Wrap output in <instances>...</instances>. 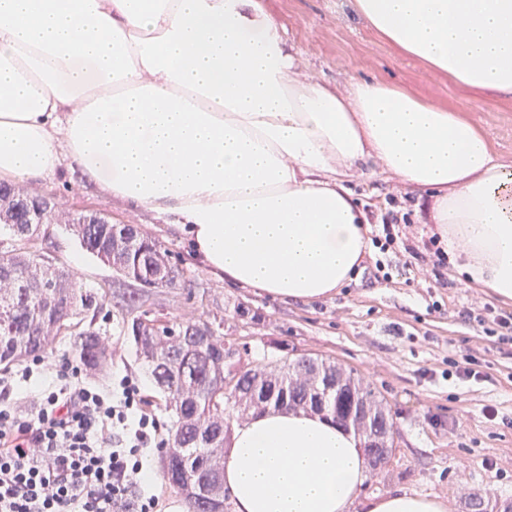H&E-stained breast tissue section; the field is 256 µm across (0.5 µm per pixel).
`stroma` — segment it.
<instances>
[{
	"instance_id": "stroma-1",
	"label": "stroma",
	"mask_w": 512,
	"mask_h": 512,
	"mask_svg": "<svg viewBox=\"0 0 512 512\" xmlns=\"http://www.w3.org/2000/svg\"><path fill=\"white\" fill-rule=\"evenodd\" d=\"M262 4L283 26L301 72L312 80L343 87L355 78H376L462 109L512 167L511 97L471 90L398 54L371 30L352 0ZM347 185L370 224L380 223L393 207L409 214L414 239L434 232L429 196L415 185L377 172L351 177ZM27 190L50 197L59 211L98 213L159 240L182 271L184 284L151 290L147 306L153 311L221 320L220 335L248 343L255 355L275 340L294 354L330 358L358 372L383 397L396 429L387 467L368 472L360 499L400 490L439 497L447 512H464L474 495L512 502V342H489L467 316V309L493 307L497 301L459 271H452L447 287L415 267L386 282L374 276L375 261L382 256L373 247L358 274L331 297L309 303L280 300L219 279L194 258L166 218L112 199L80 173L63 169ZM30 250L76 273L97 293L127 289L126 280L82 248L64 225H43ZM87 321L105 333L112 358L103 373L85 374V381L108 389L114 379L129 375L145 398L155 397L151 376L120 332L118 313L92 311ZM462 362L471 376L456 375L455 366Z\"/></svg>"
}]
</instances>
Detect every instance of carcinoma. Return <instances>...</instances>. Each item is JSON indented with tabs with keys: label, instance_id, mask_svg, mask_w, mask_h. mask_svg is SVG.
<instances>
[{
	"label": "carcinoma",
	"instance_id": "cac0c4a2",
	"mask_svg": "<svg viewBox=\"0 0 512 512\" xmlns=\"http://www.w3.org/2000/svg\"><path fill=\"white\" fill-rule=\"evenodd\" d=\"M38 207L37 196L0 185V223L14 240L27 243L37 233L39 225L25 220ZM66 226L86 251L134 282L149 284L169 267L161 244L131 224H99L91 214L69 218ZM33 261L19 247L0 252V366L7 369L44 353L56 338L68 336L79 361L100 369L108 342L83 324L97 293L70 272ZM113 306L121 311V331L149 369L169 412L161 469L189 512L227 510L224 440L236 409H246L252 401L266 409L326 414L343 424L350 420L363 437L371 467L381 471L387 466L394 447L393 418L354 373L323 359L294 360L277 342L268 344L267 360L254 366L240 355L228 357L211 324L152 316L135 290L113 296ZM229 376L236 382L226 393L224 379ZM466 510L512 512V503L491 507L471 498Z\"/></svg>",
	"mask_w": 512,
	"mask_h": 512
}]
</instances>
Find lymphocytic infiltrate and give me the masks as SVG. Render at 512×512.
<instances>
[{"label":"lymphocytic infiltrate","mask_w":512,"mask_h":512,"mask_svg":"<svg viewBox=\"0 0 512 512\" xmlns=\"http://www.w3.org/2000/svg\"><path fill=\"white\" fill-rule=\"evenodd\" d=\"M400 222L388 212L374 247H400L415 260L426 250L435 266L450 268L438 235L419 248L403 243ZM33 374L0 376V512H157L145 465L162 445V426L144 409L138 382L125 375L105 392L65 362L27 404L15 390Z\"/></svg>","instance_id":"obj_1"}]
</instances>
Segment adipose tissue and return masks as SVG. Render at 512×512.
Listing matches in <instances>:
<instances>
[{"instance_id": "adipose-tissue-1", "label": "adipose tissue", "mask_w": 512, "mask_h": 512, "mask_svg": "<svg viewBox=\"0 0 512 512\" xmlns=\"http://www.w3.org/2000/svg\"><path fill=\"white\" fill-rule=\"evenodd\" d=\"M400 54L512 94V0H353ZM380 173L426 191L468 282L512 302V172L459 111L396 86L302 74L258 0H0V183L66 167L172 217L224 281L330 297L367 251L346 185ZM359 439L316 413L234 425V512H445L440 498L360 500Z\"/></svg>"}]
</instances>
